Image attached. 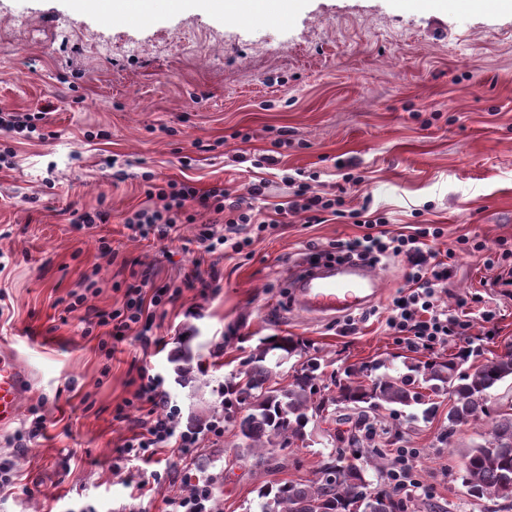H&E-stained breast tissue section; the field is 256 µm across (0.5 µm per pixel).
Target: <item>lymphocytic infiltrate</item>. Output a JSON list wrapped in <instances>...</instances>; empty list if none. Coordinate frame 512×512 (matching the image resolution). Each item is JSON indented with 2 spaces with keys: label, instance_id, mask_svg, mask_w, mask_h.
<instances>
[{
  "label": "lymphocytic infiltrate",
  "instance_id": "obj_1",
  "mask_svg": "<svg viewBox=\"0 0 512 512\" xmlns=\"http://www.w3.org/2000/svg\"><path fill=\"white\" fill-rule=\"evenodd\" d=\"M286 182L292 188L287 208H278L268 214L256 204L264 194L265 186L261 183L251 184L247 197L233 199L218 184L202 190L185 181H151L145 191L147 206L128 217L127 224L141 237L165 240L178 225L196 223L199 211L204 210L223 216L224 228L217 231L209 227L200 234L199 245L203 252L238 254L279 224L285 213L304 215L310 224L325 223L330 216L349 217L354 223L368 225L369 231L340 244L344 257L370 259L392 255L402 258L406 264V291L395 300L387 319L394 336L405 340L408 346L430 349L446 341L448 336L464 335L469 327L468 320L458 315L449 316L447 307L441 302L439 288L447 284L458 255L483 251L482 242L462 237L454 248L441 253L431 248L432 242L444 234L439 225L421 224L410 233L393 235L383 229L386 217L371 211L369 205L349 211L343 196H326L309 182L291 175L287 176ZM175 297L174 290H151L141 281L126 288L123 302L116 309L87 308L88 295L84 292L72 293L67 309L71 312L85 310V335H92L94 329L106 328V339L98 343L104 350L110 340L121 339L133 326L149 328L150 308L168 303ZM130 405L143 410L145 416L119 448L121 458L148 462L166 449L181 456L194 453L197 434L192 430L179 431L178 411L169 406L160 379L153 376L141 383Z\"/></svg>",
  "mask_w": 512,
  "mask_h": 512
}]
</instances>
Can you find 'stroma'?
Returning <instances> with one entry per match:
<instances>
[{"instance_id":"1","label":"stroma","mask_w":512,"mask_h":512,"mask_svg":"<svg viewBox=\"0 0 512 512\" xmlns=\"http://www.w3.org/2000/svg\"><path fill=\"white\" fill-rule=\"evenodd\" d=\"M45 106L43 138L0 135L16 152L13 167L0 169V342L33 372L19 419L0 428V464L18 475L0 492V512H169L168 497L199 479L211 480L216 512H255L264 487L316 478L335 458L331 434L346 429L348 409L332 405L306 447L270 465L238 457L228 430L201 434L192 459L133 460L117 475L116 450L140 416L117 410L147 376L162 380L186 428L194 416L221 411L225 380L266 337L293 338L321 356L325 375L341 379L377 363L402 374L468 345L476 366L512 344V297L494 287L498 271L479 254L459 256L442 294L453 314L472 294L484 296L469 306V330L413 349L386 326L406 286L400 259L373 261L383 291L366 309L316 321L290 302L289 275L334 259L337 244L366 225L308 224L291 214L252 249L206 254L196 240L212 214L164 241L125 224L147 201L149 174L201 189L220 183L234 198L261 181L273 206L291 193L283 170H304L331 194L349 163L364 180L348 188L347 208L372 197L391 234L441 225L442 252L461 237L491 249L512 243V12L290 0L275 16L185 7L137 19L75 0H0V111ZM274 147L278 169L255 168ZM98 210L108 221L92 231L71 222L73 212ZM100 236L110 252L99 250ZM196 270L218 277L204 290L185 287ZM141 273L152 287L181 294L154 308L150 342L133 329L104 354L96 336L84 335L81 311H68L69 294L91 275L89 305L114 309ZM184 343L187 383L173 362ZM435 403L428 418L418 406L377 416L374 446L387 468L397 449H422L415 465L432 489L411 492L412 501L435 512H512V501L473 500L460 480L462 451L482 442L487 421L459 427L443 445L447 395ZM35 407L46 427L18 445ZM134 482L145 483L142 496L132 495Z\"/></svg>"}]
</instances>
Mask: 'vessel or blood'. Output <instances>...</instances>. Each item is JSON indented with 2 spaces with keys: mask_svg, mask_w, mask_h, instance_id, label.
Wrapping results in <instances>:
<instances>
[{
  "mask_svg": "<svg viewBox=\"0 0 512 512\" xmlns=\"http://www.w3.org/2000/svg\"><path fill=\"white\" fill-rule=\"evenodd\" d=\"M293 304L305 316L333 318L374 303L381 294L375 270L360 261L333 263L299 272L293 282ZM32 382L16 351L0 346V427L14 423L21 412V397Z\"/></svg>",
  "mask_w": 512,
  "mask_h": 512,
  "instance_id": "b4317fda",
  "label": "vessel or blood"
}]
</instances>
